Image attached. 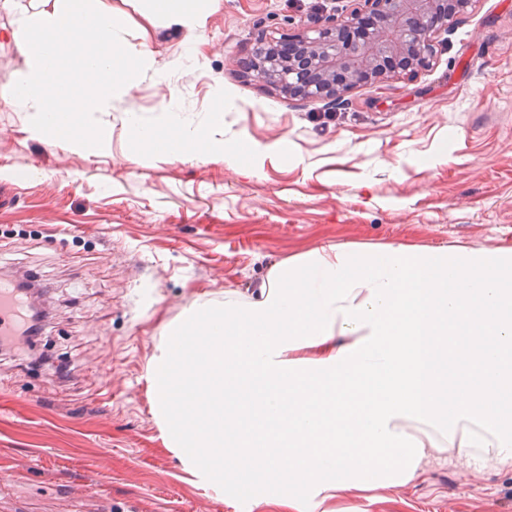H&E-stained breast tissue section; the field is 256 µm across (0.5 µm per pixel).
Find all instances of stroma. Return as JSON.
Returning a JSON list of instances; mask_svg holds the SVG:
<instances>
[{
  "instance_id": "obj_1",
  "label": "stroma",
  "mask_w": 512,
  "mask_h": 512,
  "mask_svg": "<svg viewBox=\"0 0 512 512\" xmlns=\"http://www.w3.org/2000/svg\"><path fill=\"white\" fill-rule=\"evenodd\" d=\"M153 70L112 101L111 145L45 144L0 102V278L30 274L49 309L29 370L0 354V512H240L167 447L147 365L193 300L257 295L272 266L330 244L512 248V0H477L415 78L333 105L243 77L262 33H297L348 0H208L203 29L148 22L142 0H95ZM0 0V90L26 65ZM239 165L168 160L126 115L157 122L165 91ZM68 380H59L57 367ZM335 512H512V469L430 455L412 483Z\"/></svg>"
}]
</instances>
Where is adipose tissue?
I'll use <instances>...</instances> for the list:
<instances>
[{"label":"adipose tissue","instance_id":"adipose-tissue-1","mask_svg":"<svg viewBox=\"0 0 512 512\" xmlns=\"http://www.w3.org/2000/svg\"><path fill=\"white\" fill-rule=\"evenodd\" d=\"M197 31L200 0H145ZM135 141L178 159L240 151L168 101L128 113ZM168 447L214 489L298 512L401 487L433 453L512 468V249L331 245L275 265L256 298L193 301L149 367Z\"/></svg>","mask_w":512,"mask_h":512}]
</instances>
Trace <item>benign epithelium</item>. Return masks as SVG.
<instances>
[{
    "instance_id": "1",
    "label": "benign epithelium",
    "mask_w": 512,
    "mask_h": 512,
    "mask_svg": "<svg viewBox=\"0 0 512 512\" xmlns=\"http://www.w3.org/2000/svg\"><path fill=\"white\" fill-rule=\"evenodd\" d=\"M476 0H353L351 8L295 34L292 54L273 50L271 37L255 40L235 65L252 80L290 98L334 103L365 83L388 79L384 62L404 58L400 77L429 65L439 37L452 31Z\"/></svg>"
}]
</instances>
